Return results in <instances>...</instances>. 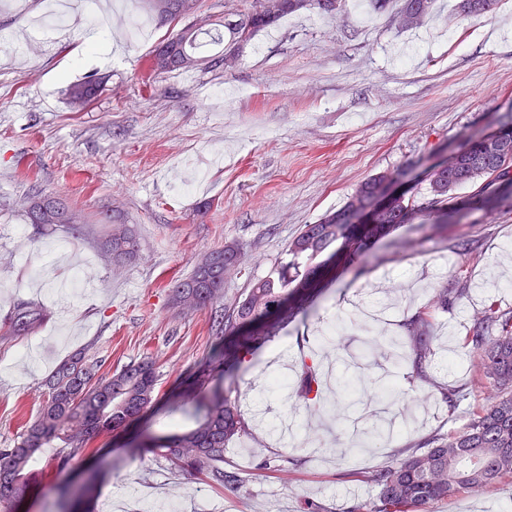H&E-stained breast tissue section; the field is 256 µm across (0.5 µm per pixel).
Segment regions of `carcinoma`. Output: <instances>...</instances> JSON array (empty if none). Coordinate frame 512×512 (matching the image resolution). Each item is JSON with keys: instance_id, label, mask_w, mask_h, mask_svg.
<instances>
[{"instance_id": "1", "label": "carcinoma", "mask_w": 512, "mask_h": 512, "mask_svg": "<svg viewBox=\"0 0 512 512\" xmlns=\"http://www.w3.org/2000/svg\"><path fill=\"white\" fill-rule=\"evenodd\" d=\"M341 0H251L248 11L235 20L216 17L205 31L184 25L176 34L162 40L151 51L148 68L153 73H171L208 64L216 67L227 54L240 57L243 47L261 31L282 17L302 9H317L334 15ZM435 0H401L397 15L400 28L412 30L431 17ZM498 0H456L455 10L463 17L488 16L495 12ZM182 0H140L142 12L159 23L182 16ZM101 85L95 79L75 83L67 89L75 109L88 106ZM496 137L485 134L468 136L457 156L456 166L429 181L428 196L417 199L401 195L382 211L374 224H338L336 212L324 213L314 224L304 225L288 242L291 259L267 276L252 281L234 304L223 302V289L204 284L201 267L177 283L171 294L172 304L186 312L206 311L215 335L224 330L248 327L250 331L224 351L225 363H238L237 351L263 344L270 332L261 331L264 321L283 309L288 299L309 287L318 273L310 262L334 247L347 255L363 254L367 243L387 237L406 215L435 216L440 224H458L473 210H493L512 196V113L497 122ZM470 189L460 197L456 191ZM372 205L371 196L358 188L347 198L339 212L359 214ZM78 213L55 196L39 197L27 210L31 224L54 227L68 223L67 214ZM138 248L134 234L125 224L112 225V234L103 243L109 256L120 261L132 257ZM219 252L241 271L245 252L240 244H224ZM469 281L458 275L454 286L443 288L435 304L401 321L404 348L400 362L409 366L421 380L430 379L428 371L433 350L432 312L446 311L453 302L467 295ZM46 319L45 312L30 303L20 302L10 316L9 331L21 335L33 331ZM464 345L482 358L473 387L489 390L469 422L446 435L420 440L406 450V455L387 466L359 471L352 476L369 482L377 489L370 512H423L437 500L463 489L478 490L508 481L512 483V310L496 304L482 308L471 320ZM100 361L86 352H76L61 362L46 381L47 400L37 418L27 425L20 441L11 448H0V512H13L14 502L29 488L33 479L35 455L55 440H65L76 453L93 452L95 438L121 428L138 417L156 399L157 375L153 360L145 356L131 362L109 378L98 376ZM317 365L306 362L293 391H288V377L271 374L270 390L291 394L296 403L316 402L319 390ZM197 426L165 437L153 445L152 452L165 458L179 470L200 477L212 486L222 487L237 480L224 471L226 445L246 433L238 406L228 398L216 396L196 408ZM393 429L380 420L364 431L365 438L384 442Z\"/></svg>"}]
</instances>
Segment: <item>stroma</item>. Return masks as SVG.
<instances>
[{"mask_svg": "<svg viewBox=\"0 0 512 512\" xmlns=\"http://www.w3.org/2000/svg\"><path fill=\"white\" fill-rule=\"evenodd\" d=\"M42 2L0 0V448L19 441L46 400L45 379L75 350L94 355L106 377L152 356L159 394L140 419L101 435L95 457L61 469L62 442L42 452L17 512H60L61 489L93 467L102 472L95 500L114 512H161L171 501L178 512H369L377 490L350 471L390 464L418 440L461 428L484 396L466 390L451 407L435 388L472 377L479 359L462 339L473 314L490 301L512 308V213L476 211L445 230L431 220L405 224L365 256L323 263L303 309L230 374L206 367L217 343L208 313H183L170 289L203 253L235 241L247 261L223 293L238 300L251 280L287 262L303 225L376 173H401L398 190L425 196L428 167L512 111V0L469 19L455 13V0H436L427 25L408 31L395 12L344 0L334 16H285L233 68L153 75L149 54L176 26L85 51L80 24L37 60L13 58L9 35L25 31ZM89 75L104 78L103 89L73 111L66 90ZM241 87L251 96L236 99ZM191 168L196 187L180 194L174 186ZM38 189L66 200L82 225L48 232L27 223ZM203 200L211 207L200 215ZM115 224L140 242L118 265L101 252ZM461 241L472 243L471 255L459 254ZM83 262L92 285L66 297L65 321L9 333L17 300L53 308L57 284ZM461 270L475 287L434 317L430 382L391 360L367 371L370 393L349 404L351 354L373 337L398 338L400 321ZM305 356L329 359L335 380L316 407L296 412L292 435L268 437L264 423L288 406L266 378ZM217 393L238 405L248 428L224 452L225 470L238 477L224 488L149 450L153 438L193 428L196 400ZM382 409L397 413V432L381 445L362 442L368 414ZM511 505L512 484L464 490L427 512Z\"/></svg>", "mask_w": 512, "mask_h": 512, "instance_id": "obj_1", "label": "stroma"}]
</instances>
